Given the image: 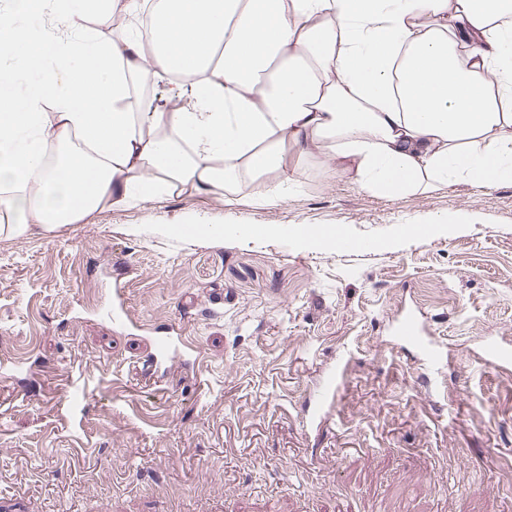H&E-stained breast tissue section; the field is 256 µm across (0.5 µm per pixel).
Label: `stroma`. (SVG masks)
I'll list each match as a JSON object with an SVG mask.
<instances>
[{
    "label": "stroma",
    "instance_id": "obj_1",
    "mask_svg": "<svg viewBox=\"0 0 512 512\" xmlns=\"http://www.w3.org/2000/svg\"><path fill=\"white\" fill-rule=\"evenodd\" d=\"M288 167L272 207L256 198L277 172L230 207L185 189L0 233V512H512V366L476 362L512 343V182L383 197L325 149ZM190 221L277 231L175 232ZM301 224L375 246L305 244ZM408 309L448 348L438 378L392 334ZM171 325L186 366L146 378L143 339ZM104 318L109 321L113 327H123L128 321V315L125 309V294L121 288L112 290L109 301L103 306ZM483 366L491 369L502 368L512 363V346H504L489 340L481 346ZM344 385L343 372L340 365L332 368L319 384V399L315 403L314 417L322 419L339 396Z\"/></svg>",
    "mask_w": 512,
    "mask_h": 512
}]
</instances>
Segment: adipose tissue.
I'll list each match as a JSON object with an SVG mask.
<instances>
[{"instance_id": "adipose-tissue-1", "label": "adipose tissue", "mask_w": 512, "mask_h": 512, "mask_svg": "<svg viewBox=\"0 0 512 512\" xmlns=\"http://www.w3.org/2000/svg\"><path fill=\"white\" fill-rule=\"evenodd\" d=\"M0 211L19 238L191 187L233 204L330 143L390 196L512 181V0H9ZM99 26H84L87 16ZM165 85L172 108L133 93ZM193 89L196 105L178 102Z\"/></svg>"}]
</instances>
